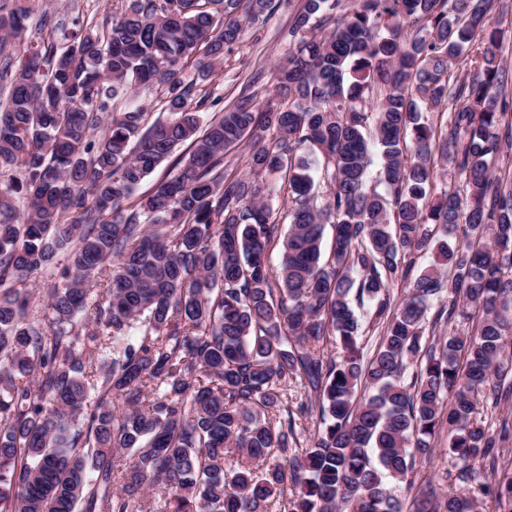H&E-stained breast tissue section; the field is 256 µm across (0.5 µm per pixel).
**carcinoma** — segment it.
Returning a JSON list of instances; mask_svg holds the SVG:
<instances>
[{
  "label": "carcinoma",
  "mask_w": 512,
  "mask_h": 512,
  "mask_svg": "<svg viewBox=\"0 0 512 512\" xmlns=\"http://www.w3.org/2000/svg\"><path fill=\"white\" fill-rule=\"evenodd\" d=\"M26 2L0 0V512H267L287 491L288 512H401L390 482L416 487L441 433L462 481L472 461L496 464L512 426L475 417L493 380L496 402L512 400V75L496 0H305L283 34L279 101L244 93L207 121L220 99H194L185 67L209 77L280 0H121L100 33L74 20L62 48L46 10L48 39L24 44ZM153 83L170 118L112 111L119 89ZM442 106L446 130L423 117ZM375 143L385 196L365 183ZM243 145L247 177L226 163ZM305 146L326 160L324 192ZM437 156L465 195L435 193ZM276 174L290 226L275 288ZM430 246L435 262L391 308L406 259ZM445 288L435 321L460 294L482 317L428 343ZM353 289L384 328L368 357ZM296 377L322 424L303 451L292 421L267 419ZM496 497L512 512V469ZM412 512H477V491L421 487Z\"/></svg>",
  "instance_id": "cac0c4a2"
}]
</instances>
